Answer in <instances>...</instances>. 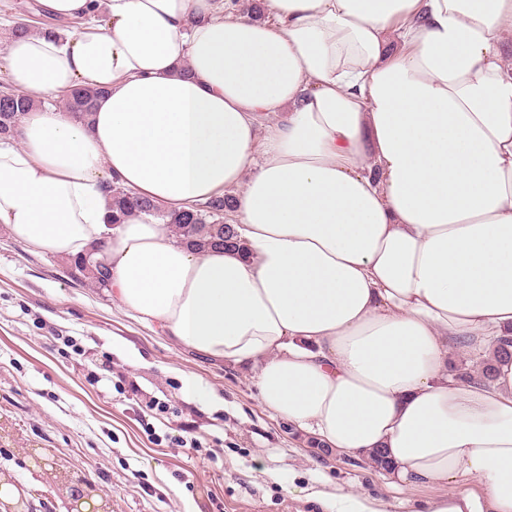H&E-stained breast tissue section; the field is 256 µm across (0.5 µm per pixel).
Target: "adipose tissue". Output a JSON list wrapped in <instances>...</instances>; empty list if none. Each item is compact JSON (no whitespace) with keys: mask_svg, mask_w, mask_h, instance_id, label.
<instances>
[{"mask_svg":"<svg viewBox=\"0 0 512 512\" xmlns=\"http://www.w3.org/2000/svg\"><path fill=\"white\" fill-rule=\"evenodd\" d=\"M261 2L38 0L77 28L0 57L32 103L0 224L92 255L118 310L249 369L330 453L446 486L425 512H512V0ZM109 184L169 211L233 193L243 248L113 223ZM98 92L87 87H76L68 95L62 106L76 121L85 122L94 110Z\"/></svg>","mask_w":512,"mask_h":512,"instance_id":"ef3b65f1","label":"adipose tissue"}]
</instances>
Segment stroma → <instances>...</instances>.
I'll use <instances>...</instances> for the list:
<instances>
[{"label":"stroma","instance_id":"1","mask_svg":"<svg viewBox=\"0 0 512 512\" xmlns=\"http://www.w3.org/2000/svg\"><path fill=\"white\" fill-rule=\"evenodd\" d=\"M67 267L0 229V470L28 486L37 512L66 507L29 448L106 490L112 512H328L321 495L339 487L415 512L442 494L311 447L250 373L125 315ZM183 427L198 447L172 443Z\"/></svg>","mask_w":512,"mask_h":512}]
</instances>
